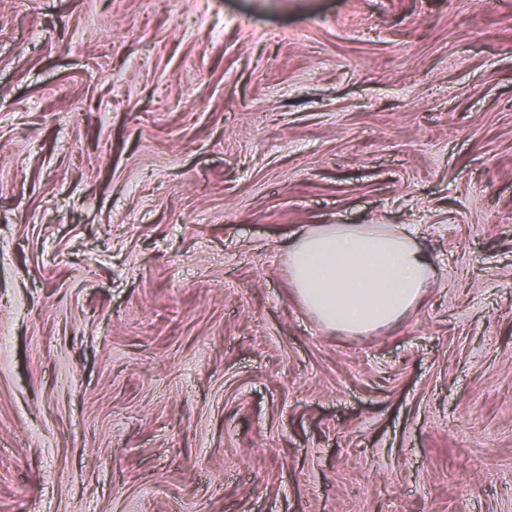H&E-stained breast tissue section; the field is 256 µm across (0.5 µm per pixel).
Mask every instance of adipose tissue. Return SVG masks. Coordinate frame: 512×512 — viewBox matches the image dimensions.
I'll list each match as a JSON object with an SVG mask.
<instances>
[{"label":"adipose tissue","mask_w":512,"mask_h":512,"mask_svg":"<svg viewBox=\"0 0 512 512\" xmlns=\"http://www.w3.org/2000/svg\"><path fill=\"white\" fill-rule=\"evenodd\" d=\"M291 284L330 334L362 335L417 308L434 268L405 226L317 224L287 249Z\"/></svg>","instance_id":"obj_1"}]
</instances>
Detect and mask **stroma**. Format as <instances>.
Returning a JSON list of instances; mask_svg holds the SVG:
<instances>
[{"label": "stroma", "mask_w": 512, "mask_h": 512, "mask_svg": "<svg viewBox=\"0 0 512 512\" xmlns=\"http://www.w3.org/2000/svg\"><path fill=\"white\" fill-rule=\"evenodd\" d=\"M313 224L417 309L325 333ZM0 332V512H512V0H0ZM291 284L330 334L362 335L417 308L434 267L403 225L317 224L287 249Z\"/></svg>", "instance_id": "obj_1"}]
</instances>
